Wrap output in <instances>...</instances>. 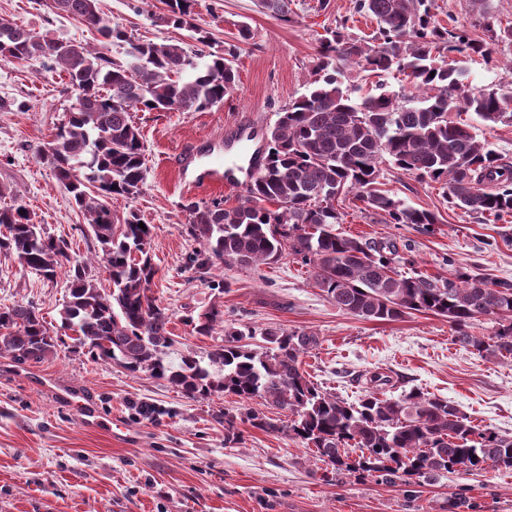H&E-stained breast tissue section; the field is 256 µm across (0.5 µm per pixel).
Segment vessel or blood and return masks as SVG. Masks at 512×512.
Returning <instances> with one entry per match:
<instances>
[{
  "label": "vessel or blood",
  "mask_w": 512,
  "mask_h": 512,
  "mask_svg": "<svg viewBox=\"0 0 512 512\" xmlns=\"http://www.w3.org/2000/svg\"><path fill=\"white\" fill-rule=\"evenodd\" d=\"M225 142L228 150L234 151V158L214 160L208 168L196 176L197 185L201 186L205 182L212 181L232 190H241L247 186L249 178H252L261 165L264 152L257 143L253 125L245 123L228 127ZM61 399L80 411L87 426L97 425L95 406L84 395L66 391L62 393Z\"/></svg>",
  "instance_id": "vessel-or-blood-1"
}]
</instances>
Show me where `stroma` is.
I'll return each instance as SVG.
<instances>
[{"instance_id":"35a3bbf8","label":"stroma","mask_w":512,"mask_h":512,"mask_svg":"<svg viewBox=\"0 0 512 512\" xmlns=\"http://www.w3.org/2000/svg\"><path fill=\"white\" fill-rule=\"evenodd\" d=\"M354 0H292L290 21L260 8L259 0H197L196 28L218 46L236 45L237 79L223 105L202 112H138L145 145V184L132 199L113 198V213L136 210L151 226L157 270L152 290L171 317V360L206 358L223 329L196 335L185 315L218 304L226 322L255 330L279 326L319 338L302 358L306 376L324 390L357 400L372 374L388 375L384 393L418 389L452 401L479 428L512 434V360H487L452 339L446 319L415 313L396 321H368L338 308L317 288L308 266L286 257L250 270L216 264L207 274L191 259L201 245L188 235V203L239 192L185 186L175 167L181 145L224 150V127L245 120L268 131L289 100L305 92L322 38L346 23L355 37L371 36L373 18L353 11ZM102 16L129 35L193 50L191 31L166 21L163 0H99ZM437 23L457 21L488 43L491 63L466 62V81L478 88L512 82V44L492 40L473 0H434ZM0 18L60 41L102 44L80 20L57 15L52 0H0ZM247 25L241 38L239 25ZM63 73L39 61L0 62V187L5 204H20L45 234L69 241L73 254L97 243L39 150L72 104ZM381 189L404 204L435 212L433 230L390 224L354 195L340 196L346 236L390 240L414 257L416 268L447 274V259L512 280V216L497 219L449 207L441 184L383 166ZM66 279L49 282L0 253V307L38 308L56 341L42 362L17 366L0 356V512H512V470L487 466L454 472L421 485L353 476L334 481L311 449L284 434L239 424V443L224 440L225 411L237 397L191 400L166 381L129 374L116 364L74 349L60 311ZM93 400L102 421L87 427L58 400L57 387Z\"/></svg>"}]
</instances>
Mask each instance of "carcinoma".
<instances>
[{
    "label": "carcinoma",
    "instance_id": "1",
    "mask_svg": "<svg viewBox=\"0 0 512 512\" xmlns=\"http://www.w3.org/2000/svg\"><path fill=\"white\" fill-rule=\"evenodd\" d=\"M195 0H166L169 20L189 26ZM433 0H354V10L377 22L372 40L352 38L340 24L322 40L307 93L283 106L269 130L264 163L235 207L224 201L189 206L188 233L204 250L193 259L208 270L217 263L258 267L292 257L313 270L314 281L342 311L367 320H396L415 312L448 319L454 342L489 360L512 359V281L493 279L447 259L448 275L414 269L390 241H362L336 233L340 213L333 201L353 192L392 224L439 223L437 214L405 205L377 189L381 165L441 183L448 204L480 215L512 214V162L477 137L474 126L453 118L472 113L485 126L512 124V83L473 89L462 80L454 56L492 60L491 51L464 26L444 27L431 14ZM485 29L512 43V27L495 28L487 0H476ZM283 20L290 0H260ZM66 13L125 46L110 57L81 43L59 44L0 19V61L39 60L65 72L81 107L53 135L49 161L71 194L98 243L93 260L109 272L104 291L87 273L88 262L71 260L70 243L47 236L23 206H0V253L48 281L67 269L68 301L60 316L79 347L94 359L116 363L168 382L191 399L231 394L259 399L288 413L279 425L261 411L224 412L225 438L240 440L237 422L266 433H284L310 448L337 475H371L417 483L487 465L512 468V435L481 430L450 401L412 390L398 398L381 394L386 376L349 402L309 380L301 357L318 339L305 332L269 327L264 345L250 347L255 332L224 322L219 305L186 316L199 336L224 326V344L204 363L187 353L168 358L170 316L151 285L156 274L149 252L151 227L130 210L118 217L109 200L134 198L145 183L144 143L133 113L199 112L224 103L236 80V46L216 50L208 36L189 55L178 44L135 40L108 25L98 0H53ZM353 63L379 77L397 72L412 91L398 96L380 81L356 98L342 88V65ZM276 209L269 208V204ZM413 267L409 273L399 266ZM494 323L488 336L477 322ZM55 343L30 304L0 308V356L23 365L39 362Z\"/></svg>",
    "mask_w": 512,
    "mask_h": 512
}]
</instances>
